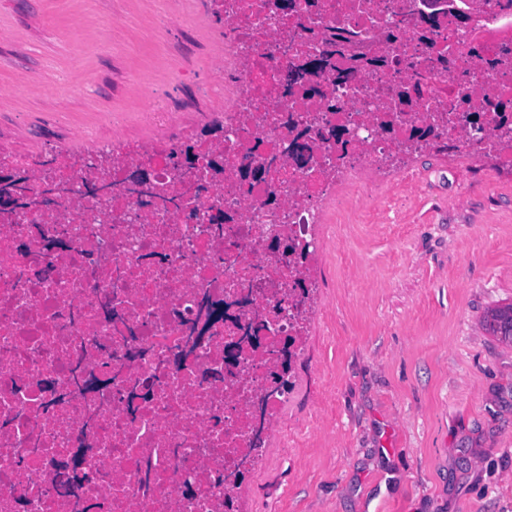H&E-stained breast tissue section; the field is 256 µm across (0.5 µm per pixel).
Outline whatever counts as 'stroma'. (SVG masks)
I'll list each match as a JSON object with an SVG mask.
<instances>
[{
	"mask_svg": "<svg viewBox=\"0 0 512 512\" xmlns=\"http://www.w3.org/2000/svg\"><path fill=\"white\" fill-rule=\"evenodd\" d=\"M208 0H0V149L157 140L150 109L222 117ZM397 188L323 206L316 303L245 512H512V175L418 157ZM483 324L491 336L512 344V303L488 312Z\"/></svg>",
	"mask_w": 512,
	"mask_h": 512,
	"instance_id": "obj_1",
	"label": "stroma"
}]
</instances>
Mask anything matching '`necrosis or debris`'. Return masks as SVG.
<instances>
[{"label": "necrosis or debris", "instance_id": "obj_1", "mask_svg": "<svg viewBox=\"0 0 512 512\" xmlns=\"http://www.w3.org/2000/svg\"><path fill=\"white\" fill-rule=\"evenodd\" d=\"M213 9L221 139L195 141L170 110L151 115L166 138L113 142L106 169L64 148L0 150V168L29 171L32 202L22 219L0 213V512H229L225 472L277 421V347L302 334L314 228L337 184L366 168L409 182L412 166L391 162L407 142L512 173V0ZM325 54L284 89L286 71ZM188 149L199 169L224 165L205 195L176 166ZM130 167L158 199L88 192Z\"/></svg>", "mask_w": 512, "mask_h": 512}]
</instances>
